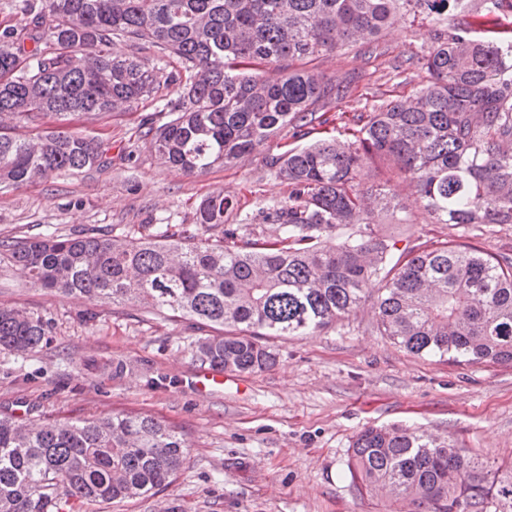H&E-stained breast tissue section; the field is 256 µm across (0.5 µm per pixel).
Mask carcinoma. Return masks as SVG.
<instances>
[{
  "label": "carcinoma",
  "mask_w": 512,
  "mask_h": 512,
  "mask_svg": "<svg viewBox=\"0 0 512 512\" xmlns=\"http://www.w3.org/2000/svg\"><path fill=\"white\" fill-rule=\"evenodd\" d=\"M20 11L27 22L0 31V115L112 112L176 85L178 99L143 125L158 158L188 175L233 166L285 127L296 139L329 123L336 134L272 156L288 199L241 224L224 225L230 197L209 195L192 232L53 231L0 243V263L64 296L197 319L217 334L197 339L195 358L229 372L273 367L265 337L334 328L373 288L377 329L407 353L512 365V253L465 234L400 248L374 221L415 204L433 224L512 225V26L502 23L512 0H22ZM401 14L444 24L418 59L427 83L369 112L318 111L338 107L350 82L293 63L378 36ZM115 41L177 67L114 53ZM277 65L288 73L265 78ZM110 149L75 132L0 133V188L91 169ZM376 166L383 178L362 181ZM48 335L42 314L0 306V353L30 354ZM188 448L148 414L42 424L1 416L0 512L141 497L174 481ZM348 469L359 495L406 502L407 512H487L497 501L512 510V474L491 480L455 440L415 428L364 429Z\"/></svg>",
  "instance_id": "cac0c4a2"
}]
</instances>
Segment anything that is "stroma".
Masks as SVG:
<instances>
[{
  "instance_id": "stroma-1",
  "label": "stroma",
  "mask_w": 512,
  "mask_h": 512,
  "mask_svg": "<svg viewBox=\"0 0 512 512\" xmlns=\"http://www.w3.org/2000/svg\"><path fill=\"white\" fill-rule=\"evenodd\" d=\"M436 30L426 18L402 15L313 67L350 80L344 111L368 112L426 83L410 59L428 50ZM178 96L170 85L122 111L0 120L17 136L61 128L112 142L104 165L0 190V242L51 228L134 238L160 222L191 230L197 203L218 193L236 198L237 210L224 218L236 224L287 198L269 160L292 144L288 128L229 168L191 176L162 165L142 119ZM1 305L41 313L52 334L28 356L0 353V414L45 422L143 413L190 446L174 482L153 495L65 512H392L384 499L357 493L348 462L358 432L394 423L455 439L491 472L512 470V367L408 355L380 335L369 303L333 331L273 340L274 367L232 376L208 395L193 387L201 364L190 346L211 329L195 320L65 297L3 264Z\"/></svg>"
}]
</instances>
